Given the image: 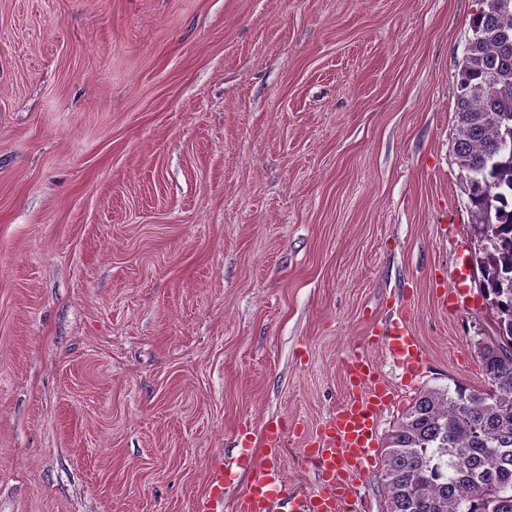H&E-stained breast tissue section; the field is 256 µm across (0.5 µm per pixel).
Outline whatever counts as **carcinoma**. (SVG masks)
I'll list each match as a JSON object with an SVG mask.
<instances>
[{
    "label": "carcinoma",
    "mask_w": 512,
    "mask_h": 512,
    "mask_svg": "<svg viewBox=\"0 0 512 512\" xmlns=\"http://www.w3.org/2000/svg\"><path fill=\"white\" fill-rule=\"evenodd\" d=\"M475 14L456 83L454 156L496 309L481 349L488 388L421 392L387 435L386 512H512V0Z\"/></svg>",
    "instance_id": "obj_1"
}]
</instances>
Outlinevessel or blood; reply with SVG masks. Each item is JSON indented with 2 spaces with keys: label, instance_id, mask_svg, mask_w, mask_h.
<instances>
[{
  "label": "vessel or blood",
  "instance_id": "b4317fda",
  "mask_svg": "<svg viewBox=\"0 0 512 512\" xmlns=\"http://www.w3.org/2000/svg\"><path fill=\"white\" fill-rule=\"evenodd\" d=\"M389 352L404 373L418 372L420 354L413 337L400 333ZM347 375L351 394L326 421L311 451L313 462L324 476L322 490L313 496L294 498L279 466L266 465L242 497L239 512H277L278 505L289 499L295 500L296 512H336L337 504L349 494L347 476L361 473L375 457L377 418L393 397L390 386L377 378L365 358H351ZM211 472L208 499L200 512H216L224 496L223 463H215Z\"/></svg>",
  "mask_w": 512,
  "mask_h": 512
}]
</instances>
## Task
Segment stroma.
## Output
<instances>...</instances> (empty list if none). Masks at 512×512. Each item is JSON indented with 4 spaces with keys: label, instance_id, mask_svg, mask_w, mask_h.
Listing matches in <instances>:
<instances>
[{
    "label": "stroma",
    "instance_id": "obj_1",
    "mask_svg": "<svg viewBox=\"0 0 512 512\" xmlns=\"http://www.w3.org/2000/svg\"><path fill=\"white\" fill-rule=\"evenodd\" d=\"M485 6L0 0V512H199L218 461L222 512L270 461L311 495L354 354L382 438L423 390L486 388L475 262L443 304L452 234L478 241L453 146ZM381 467L339 512H386ZM396 342L389 347V353L397 360L404 374L410 376L418 372L420 368L419 346L412 336H408L405 330L398 333Z\"/></svg>",
    "mask_w": 512,
    "mask_h": 512
}]
</instances>
